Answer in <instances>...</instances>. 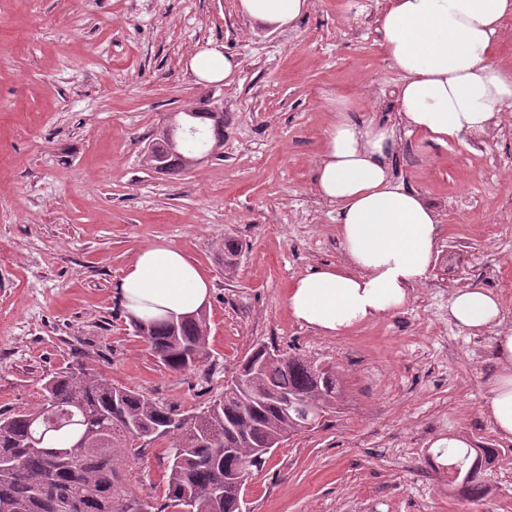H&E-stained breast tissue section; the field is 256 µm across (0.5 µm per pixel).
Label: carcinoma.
<instances>
[{"label": "carcinoma", "instance_id": "cac0c4a2", "mask_svg": "<svg viewBox=\"0 0 512 512\" xmlns=\"http://www.w3.org/2000/svg\"><path fill=\"white\" fill-rule=\"evenodd\" d=\"M210 124L214 140L224 138V123L205 108L185 115L174 136ZM153 151L166 157L164 173L183 169L167 155L168 137L153 139ZM153 355L166 368L184 371L208 355L204 315L174 323L167 319L131 320ZM268 346L256 351L243 369V389L225 392L187 418L173 406L134 389L115 386L83 367L50 378L40 406L0 414V512H127L141 500L124 475L131 455L162 437L168 449L165 497L179 512H239L240 486L229 474L241 463L259 469L265 443L309 428L307 412L328 413L336 405L341 381L336 367L302 354L288 362L269 359ZM284 396L301 400L283 412ZM489 448L467 449L456 459L458 493L479 501L490 493L484 480Z\"/></svg>", "mask_w": 512, "mask_h": 512}]
</instances>
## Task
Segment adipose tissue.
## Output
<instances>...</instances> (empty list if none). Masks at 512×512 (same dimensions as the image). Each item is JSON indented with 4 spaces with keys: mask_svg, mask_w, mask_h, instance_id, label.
Instances as JSON below:
<instances>
[{
    "mask_svg": "<svg viewBox=\"0 0 512 512\" xmlns=\"http://www.w3.org/2000/svg\"><path fill=\"white\" fill-rule=\"evenodd\" d=\"M310 0H238L256 27H294ZM512 0H385L377 19L381 46L402 76L396 110L365 118L336 99L313 171L315 193L336 209L345 260L294 279L291 316L316 332L339 335L405 306L423 284L438 248V209L397 179L391 157L404 136L431 144L489 136L512 112V67L496 60ZM189 66L204 82L228 80L238 67L221 46L201 48ZM209 294L199 267L180 249L156 243L129 265L117 296L133 317L178 319L198 312ZM448 318L472 335L494 332L498 369L486 413L495 432L512 437V330L501 331L499 296L461 288Z\"/></svg>",
    "mask_w": 512,
    "mask_h": 512,
    "instance_id": "adipose-tissue-1",
    "label": "adipose tissue"
}]
</instances>
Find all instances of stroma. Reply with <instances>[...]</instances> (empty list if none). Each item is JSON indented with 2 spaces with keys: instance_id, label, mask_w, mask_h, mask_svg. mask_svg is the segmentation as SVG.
Returning <instances> with one entry per match:
<instances>
[{
  "instance_id": "35a3bbf8",
  "label": "stroma",
  "mask_w": 512,
  "mask_h": 512,
  "mask_svg": "<svg viewBox=\"0 0 512 512\" xmlns=\"http://www.w3.org/2000/svg\"><path fill=\"white\" fill-rule=\"evenodd\" d=\"M384 0H311L289 30L255 29L237 0H0V413L42 400L81 363L112 384L199 412L259 344L335 364L343 389L314 429L268 454L247 512H512V440L485 414L491 335L448 319L479 286L512 310V114L481 140L405 137L396 177L440 211L438 254L410 301L340 336L301 325L287 288L343 259L335 210L312 172L330 100L369 117L394 111L399 74L375 23ZM222 44L229 83L198 82L189 59ZM224 108L218 156L169 175L143 155L172 112ZM240 264L224 274V241ZM166 243L209 280V356L173 371L136 336L116 296L127 267ZM494 449L491 492L464 500L436 448ZM161 438L129 457L139 495L164 505Z\"/></svg>"
}]
</instances>
